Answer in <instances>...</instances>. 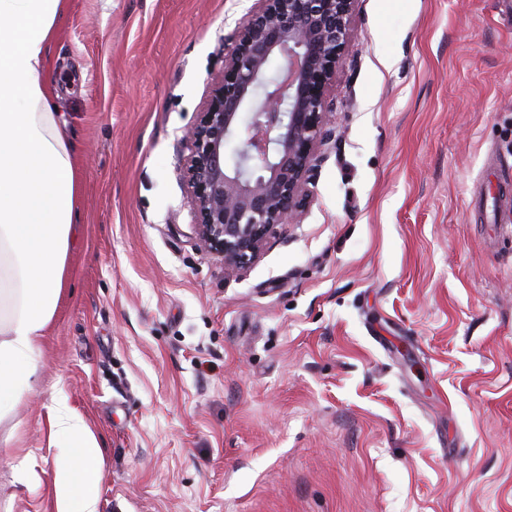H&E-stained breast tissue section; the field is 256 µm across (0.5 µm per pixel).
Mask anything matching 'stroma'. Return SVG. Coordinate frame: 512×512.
I'll return each instance as SVG.
<instances>
[{
	"mask_svg": "<svg viewBox=\"0 0 512 512\" xmlns=\"http://www.w3.org/2000/svg\"><path fill=\"white\" fill-rule=\"evenodd\" d=\"M252 5L69 0L79 221L0 512H54L60 394L99 512H512V0H357L310 209L233 276L181 139Z\"/></svg>",
	"mask_w": 512,
	"mask_h": 512,
	"instance_id": "obj_1",
	"label": "stroma"
}]
</instances>
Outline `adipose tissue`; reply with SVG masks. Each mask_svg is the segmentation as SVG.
<instances>
[{
	"mask_svg": "<svg viewBox=\"0 0 512 512\" xmlns=\"http://www.w3.org/2000/svg\"><path fill=\"white\" fill-rule=\"evenodd\" d=\"M67 0H0V417L32 372L64 286L78 221V174L43 79ZM50 439L69 449L53 475L55 512H98L94 433L59 404Z\"/></svg>",
	"mask_w": 512,
	"mask_h": 512,
	"instance_id": "ef3b65f1",
	"label": "adipose tissue"
}]
</instances>
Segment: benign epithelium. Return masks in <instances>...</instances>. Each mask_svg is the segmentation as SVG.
Masks as SVG:
<instances>
[{
  "mask_svg": "<svg viewBox=\"0 0 512 512\" xmlns=\"http://www.w3.org/2000/svg\"><path fill=\"white\" fill-rule=\"evenodd\" d=\"M355 2L254 0L181 139L194 244L228 275L246 274L312 204Z\"/></svg>",
  "mask_w": 512,
  "mask_h": 512,
  "instance_id": "obj_1",
  "label": "benign epithelium"
}]
</instances>
